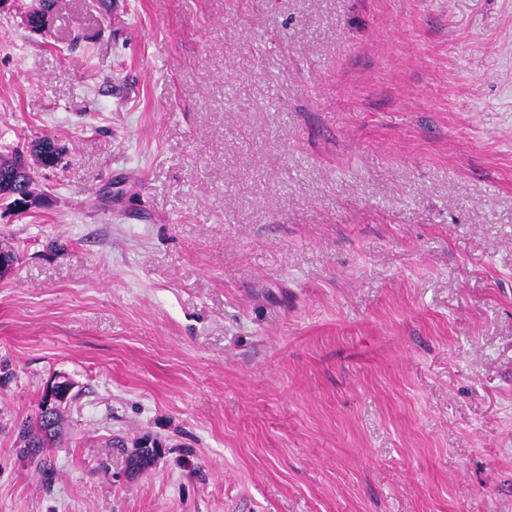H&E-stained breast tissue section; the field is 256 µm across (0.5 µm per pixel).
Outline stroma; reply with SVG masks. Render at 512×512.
Wrapping results in <instances>:
<instances>
[{"label":"stroma","mask_w":512,"mask_h":512,"mask_svg":"<svg viewBox=\"0 0 512 512\" xmlns=\"http://www.w3.org/2000/svg\"><path fill=\"white\" fill-rule=\"evenodd\" d=\"M110 4L0 12V512H512V0ZM55 0H38V5L27 14L26 24L33 31H45L52 20ZM60 148L53 140L43 138L32 142L25 150L16 149L8 155H0V200L8 201L6 206L11 207L25 188L30 177L28 156L43 167H54L56 158H59ZM12 199V200H10ZM73 387L69 386V380L65 377H55L46 387L44 393L43 409L47 412L55 410L67 402ZM61 410L62 407L55 413H45L41 409L40 402L35 419L26 421L20 426L19 433L23 440L21 452L31 462H37L46 448H50L51 443L55 441L60 430Z\"/></svg>","instance_id":"stroma-1"}]
</instances>
